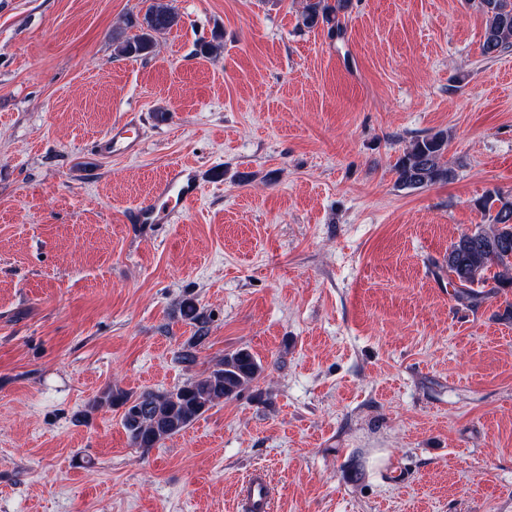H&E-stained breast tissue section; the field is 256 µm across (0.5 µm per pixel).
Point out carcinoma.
Listing matches in <instances>:
<instances>
[{"label":"carcinoma","instance_id":"obj_1","mask_svg":"<svg viewBox=\"0 0 512 512\" xmlns=\"http://www.w3.org/2000/svg\"><path fill=\"white\" fill-rule=\"evenodd\" d=\"M351 0H305L302 25L313 28L322 23L341 32L338 13L349 8ZM485 17L482 54L494 59L512 48V0H478ZM179 21L178 14L163 0H153L139 23V33L114 40V54L138 58L149 54L156 37L170 31ZM448 135L442 131L413 140L396 163L397 182L404 188H422L453 180L455 173L445 161ZM488 214L489 228L462 234L448 249L444 259L451 285L460 299L474 297V287L492 280L499 288L512 285V200L490 192L479 202ZM498 268L488 276L492 268ZM182 315L195 328L194 336L178 359L191 365L196 362L194 349L208 335L206 316L195 300L181 302ZM263 366L245 348L224 355L212 368L173 390L144 391L138 395L121 389H108L105 404L123 409L121 424L130 444L149 449L181 433L221 400L238 395L257 381Z\"/></svg>","mask_w":512,"mask_h":512}]
</instances>
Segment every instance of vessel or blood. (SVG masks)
<instances>
[{"instance_id": "b4317fda", "label": "vessel or blood", "mask_w": 512, "mask_h": 512, "mask_svg": "<svg viewBox=\"0 0 512 512\" xmlns=\"http://www.w3.org/2000/svg\"><path fill=\"white\" fill-rule=\"evenodd\" d=\"M138 119L129 115L114 122L104 134L97 137L93 148L102 157H135L141 151V140L136 133ZM202 183L200 171L187 164L174 165L153 189L150 203L135 211L140 224H169L178 220L184 208L197 199ZM273 489L268 473L256 470L250 473L239 497L242 512H271Z\"/></svg>"}]
</instances>
